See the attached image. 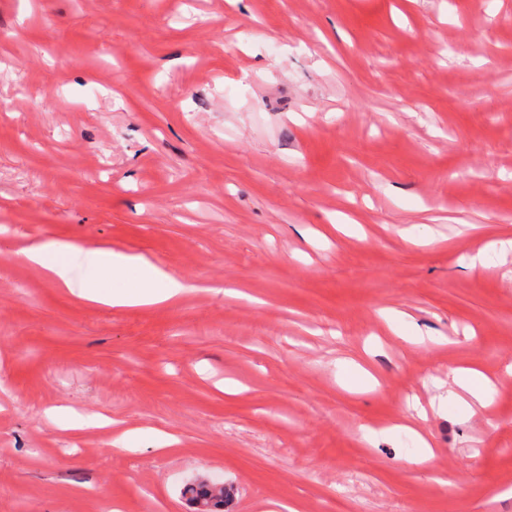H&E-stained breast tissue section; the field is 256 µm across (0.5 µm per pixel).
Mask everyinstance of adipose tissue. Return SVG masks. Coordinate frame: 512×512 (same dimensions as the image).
Instances as JSON below:
<instances>
[{"label":"adipose tissue","instance_id":"obj_1","mask_svg":"<svg viewBox=\"0 0 512 512\" xmlns=\"http://www.w3.org/2000/svg\"><path fill=\"white\" fill-rule=\"evenodd\" d=\"M23 260L37 265L48 275L71 286V270L75 260H82L97 275L96 281L78 289L80 299L109 307L145 306L174 301L186 290L185 283L160 264L138 253L116 251L109 247L85 249L67 241L32 240L21 251ZM125 273L133 274L135 282L129 289L107 292L103 280ZM451 381L449 401L465 413H472L474 404H487L491 387L485 375L474 368L456 369Z\"/></svg>","mask_w":512,"mask_h":512}]
</instances>
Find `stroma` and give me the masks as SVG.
<instances>
[{
    "instance_id": "stroma-1",
    "label": "stroma",
    "mask_w": 512,
    "mask_h": 512,
    "mask_svg": "<svg viewBox=\"0 0 512 512\" xmlns=\"http://www.w3.org/2000/svg\"><path fill=\"white\" fill-rule=\"evenodd\" d=\"M34 238L193 289L89 303ZM511 239L512 0H0V512H193L203 479L224 512H512ZM468 366L492 404L437 413ZM417 405L431 463L366 440ZM19 253L23 260L41 267L78 298L109 307L167 303L174 301L189 287L146 256L109 247L84 249L67 241L35 239ZM78 259H82L96 273L97 279L83 288H72V263ZM125 273H132L135 278L134 285L129 289L116 292L102 290L104 280ZM184 494L192 503L194 512H222L221 507L224 506L223 483L200 481L188 485L184 489Z\"/></svg>"
}]
</instances>
